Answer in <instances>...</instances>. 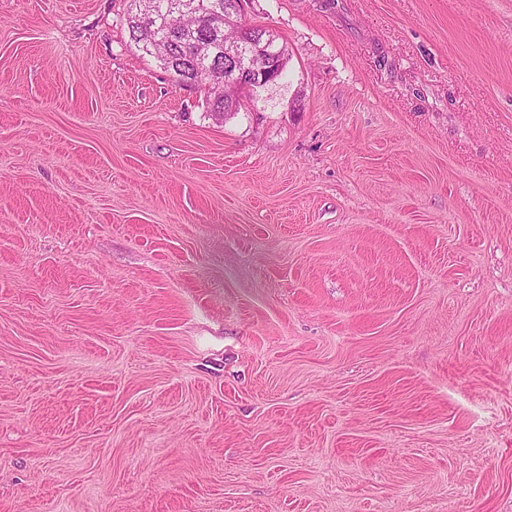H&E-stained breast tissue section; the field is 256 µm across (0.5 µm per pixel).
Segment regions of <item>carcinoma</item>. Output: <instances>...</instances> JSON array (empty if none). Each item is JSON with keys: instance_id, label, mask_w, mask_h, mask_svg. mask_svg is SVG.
I'll list each match as a JSON object with an SVG mask.
<instances>
[{"instance_id": "1", "label": "carcinoma", "mask_w": 512, "mask_h": 512, "mask_svg": "<svg viewBox=\"0 0 512 512\" xmlns=\"http://www.w3.org/2000/svg\"><path fill=\"white\" fill-rule=\"evenodd\" d=\"M156 4L154 18L143 22L144 0H128L126 24L129 36L142 54L150 55L149 49L157 40L168 43L170 57L157 62L182 82L195 76L209 59L224 64V0H202V9L193 21L171 14L167 0H153ZM207 104L212 112L223 115L232 111L229 95L210 91Z\"/></svg>"}]
</instances>
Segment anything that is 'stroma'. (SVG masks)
I'll return each mask as SVG.
<instances>
[{
	"mask_svg": "<svg viewBox=\"0 0 512 512\" xmlns=\"http://www.w3.org/2000/svg\"><path fill=\"white\" fill-rule=\"evenodd\" d=\"M127 0H0V512H512V0H245L234 118Z\"/></svg>",
	"mask_w": 512,
	"mask_h": 512,
	"instance_id": "stroma-1",
	"label": "stroma"
}]
</instances>
